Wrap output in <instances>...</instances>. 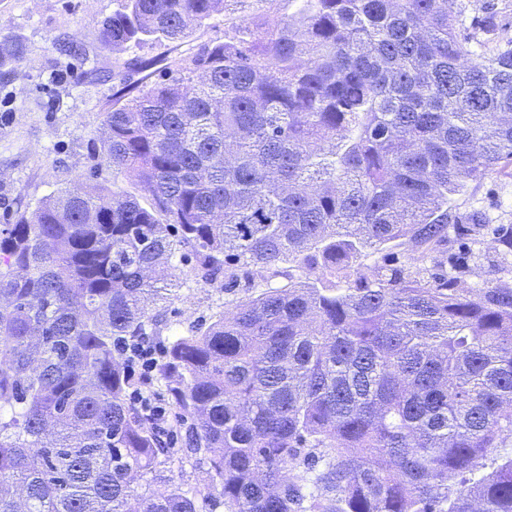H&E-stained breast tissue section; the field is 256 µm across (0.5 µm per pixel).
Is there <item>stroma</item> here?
<instances>
[{"instance_id": "35a3bbf8", "label": "stroma", "mask_w": 512, "mask_h": 512, "mask_svg": "<svg viewBox=\"0 0 512 512\" xmlns=\"http://www.w3.org/2000/svg\"><path fill=\"white\" fill-rule=\"evenodd\" d=\"M113 8V0H0V37L10 36L22 49L19 60L0 73V226L16 223L42 198L76 179L89 176L103 185L114 180L101 139L120 81L112 52L99 40ZM269 8L268 0H226L214 26L156 53L191 56L202 44L223 38L226 23L244 17L261 21ZM63 37L81 42L84 55H60L54 43ZM457 204L463 212L481 210L487 223L452 225L447 241L428 251L407 243L370 253L366 265L398 268L429 282L450 275L462 288L488 281L512 285V251L498 244L512 234V177L490 173ZM192 267L188 261L176 268L181 289L162 306L173 332L207 323L263 288L246 268L234 283L219 274L201 287Z\"/></svg>"}]
</instances>
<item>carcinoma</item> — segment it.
<instances>
[{"label":"carcinoma","mask_w":512,"mask_h":512,"mask_svg":"<svg viewBox=\"0 0 512 512\" xmlns=\"http://www.w3.org/2000/svg\"><path fill=\"white\" fill-rule=\"evenodd\" d=\"M298 2L116 63L102 145L125 186L0 229V512H512V457L483 464L512 439V286L361 263L486 223L452 200L512 165V40L465 0ZM222 13L116 0L100 41L153 49ZM191 258L199 283L233 266L266 288L167 337L156 380L211 475L133 494L170 448L122 347L161 333Z\"/></svg>","instance_id":"1"}]
</instances>
